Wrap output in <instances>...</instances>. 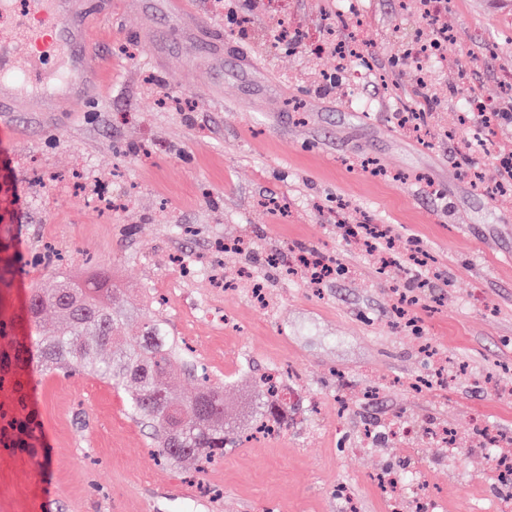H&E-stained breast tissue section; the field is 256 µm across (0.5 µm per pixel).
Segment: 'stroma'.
I'll return each instance as SVG.
<instances>
[{
    "label": "stroma",
    "instance_id": "obj_1",
    "mask_svg": "<svg viewBox=\"0 0 512 512\" xmlns=\"http://www.w3.org/2000/svg\"><path fill=\"white\" fill-rule=\"evenodd\" d=\"M110 1L104 15L103 0H85L112 63L98 93L51 116L0 112V267L12 269L0 351L30 335L28 290L50 274H106L136 305L181 278L174 255L206 264L217 242L245 238L250 253L220 256L224 275L249 267L265 307L247 284L198 276L182 278L163 319L223 380L227 420L249 424L258 378L276 367H294L299 403L277 438H244L201 473L191 459L154 460L123 389L32 364L0 376V512H341V484L361 512H386L371 477L404 467L421 471L440 512H497L489 455L452 456L417 436L361 452L348 443L395 416L447 424L464 442L477 417L512 436V203L488 194L503 180L498 146L512 143V0H448L449 59L421 72L406 56L429 33L416 0H361L380 77L355 89L333 50L275 40L285 23L327 39L336 0H288L284 16L263 0H196L194 39L172 40L156 62L150 36L177 25L168 0ZM421 77L425 144L395 120ZM464 84L499 107L489 142L479 122L460 124ZM350 224L390 225L403 258L424 256L429 288L401 266L380 272ZM47 245L63 256L52 271L30 264ZM303 249L334 263L319 288L287 273ZM401 291L418 298L421 333L400 325ZM427 347L455 368L447 387L427 385Z\"/></svg>",
    "mask_w": 512,
    "mask_h": 512
}]
</instances>
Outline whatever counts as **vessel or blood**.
I'll list each match as a JSON object with an SVG mask.
<instances>
[{
    "label": "vessel or blood",
    "instance_id": "1",
    "mask_svg": "<svg viewBox=\"0 0 512 512\" xmlns=\"http://www.w3.org/2000/svg\"><path fill=\"white\" fill-rule=\"evenodd\" d=\"M19 12L0 33V112H57L92 98L105 69L91 42L82 0H0V14Z\"/></svg>",
    "mask_w": 512,
    "mask_h": 512
}]
</instances>
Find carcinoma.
I'll list each match as a JSON object with an SVG mask.
<instances>
[{
  "mask_svg": "<svg viewBox=\"0 0 512 512\" xmlns=\"http://www.w3.org/2000/svg\"><path fill=\"white\" fill-rule=\"evenodd\" d=\"M122 289L105 277L78 280L55 277L30 289L28 322L36 330L32 342L14 354L0 352V370L12 362L29 363L56 372L88 370L118 387H129L132 418L151 427L156 444L153 457L171 464L186 459L211 462L235 444L234 429L224 419V380L214 381L193 349L177 344L160 315L162 302L141 310V335L125 334V311L116 304ZM51 308L57 325L48 335L38 331L41 314ZM180 370L196 380L194 390L176 398L169 379ZM262 375L258 397L266 414L281 423L291 407L285 381L266 382Z\"/></svg>",
  "mask_w": 512,
  "mask_h": 512,
  "instance_id": "1",
  "label": "carcinoma"
}]
</instances>
